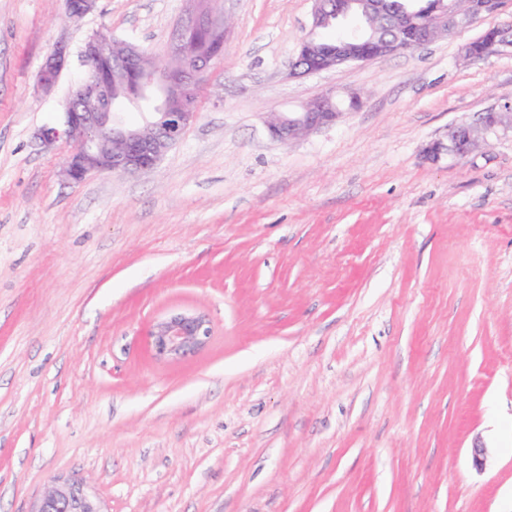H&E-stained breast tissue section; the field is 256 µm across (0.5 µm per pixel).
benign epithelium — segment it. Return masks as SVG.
<instances>
[{"mask_svg": "<svg viewBox=\"0 0 512 512\" xmlns=\"http://www.w3.org/2000/svg\"><path fill=\"white\" fill-rule=\"evenodd\" d=\"M352 0H313L312 26L300 42L296 60L315 57L309 65L292 67L291 75H310L351 62L414 50L434 41L438 30L452 32L473 22L484 12L500 9V0H449L433 6V20L419 24L418 10L405 8L398 14L399 36L394 40L363 36L365 27L354 30L330 47L316 43L315 30L331 17H346ZM98 0H65V15L82 18L97 9ZM226 23L215 21L200 6L192 24L178 32L170 58L192 60L195 67L146 66L138 46L112 56V41L89 36L81 48L88 64L78 85V98L67 101L62 122L46 126L39 139L51 146L59 140L73 144L62 175L80 182L93 173L136 174L156 166L195 121L193 102L200 77L224 51ZM66 63V52L56 46L43 62L38 80L45 89L57 82ZM329 96L307 102L293 116L283 115L268 125L270 134L286 143L301 134L332 123L337 111L327 105ZM451 150L468 155L474 132L458 127L450 133ZM211 335L209 320L197 313L176 312L159 321L151 333V348L157 359H180L202 348ZM30 512H109L99 495L83 481L56 477L37 499Z\"/></svg>", "mask_w": 512, "mask_h": 512, "instance_id": "benign-epithelium-1", "label": "benign epithelium"}]
</instances>
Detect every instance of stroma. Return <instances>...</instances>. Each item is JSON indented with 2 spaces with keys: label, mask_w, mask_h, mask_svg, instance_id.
Wrapping results in <instances>:
<instances>
[{
  "label": "stroma",
  "mask_w": 512,
  "mask_h": 512,
  "mask_svg": "<svg viewBox=\"0 0 512 512\" xmlns=\"http://www.w3.org/2000/svg\"><path fill=\"white\" fill-rule=\"evenodd\" d=\"M224 54L197 120L151 170L61 169L44 146L106 30L166 58L188 0H0V512L58 476L110 512H512V127L426 158L512 106V24L291 76L312 0H211ZM55 86L38 72L56 44ZM325 93L361 104L281 143ZM207 315L193 355L149 332ZM488 448L483 471L469 447ZM451 150L458 156L468 155L475 142L474 132L469 127H457L450 133ZM211 335L209 320L201 314L176 312L159 321L151 333L157 359H180L202 348Z\"/></svg>",
  "instance_id": "1"
}]
</instances>
